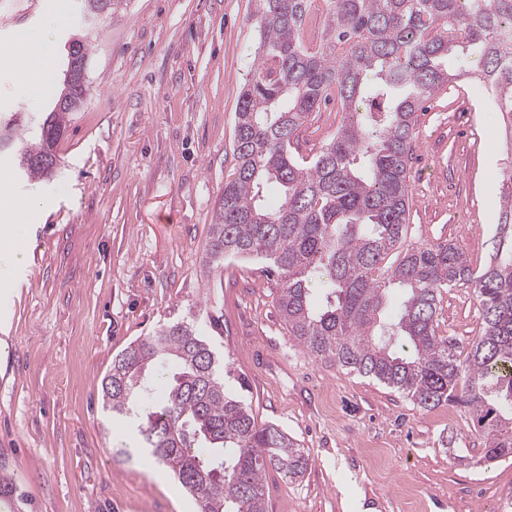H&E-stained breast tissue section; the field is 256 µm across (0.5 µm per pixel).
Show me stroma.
Masks as SVG:
<instances>
[{
  "mask_svg": "<svg viewBox=\"0 0 512 512\" xmlns=\"http://www.w3.org/2000/svg\"><path fill=\"white\" fill-rule=\"evenodd\" d=\"M254 0H121L92 18L83 0H0V114L35 140L62 89L66 43L86 36L90 92L39 179L42 206L0 253V475L16 512H194L136 430L104 409L113 358L162 325H196L257 424L310 455L304 477L266 475L268 512H512V461L484 465L464 407L406 395L311 356L283 323L281 283L260 259L202 260L234 173L243 87L257 65ZM53 72H46V61ZM33 86L30 94L21 85ZM478 82L441 87L416 114L406 242L494 251L503 179L501 113ZM341 122L322 104L300 134L305 161ZM438 332L477 336L472 287L442 290Z\"/></svg>",
  "mask_w": 512,
  "mask_h": 512,
  "instance_id": "1",
  "label": "stroma"
}]
</instances>
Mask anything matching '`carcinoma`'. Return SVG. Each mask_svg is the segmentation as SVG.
<instances>
[{"label":"carcinoma","mask_w":512,"mask_h":512,"mask_svg":"<svg viewBox=\"0 0 512 512\" xmlns=\"http://www.w3.org/2000/svg\"><path fill=\"white\" fill-rule=\"evenodd\" d=\"M313 0H258L259 63L235 112V172L215 209L206 264L258 257L280 277L288 333L316 359L396 389L423 408L460 402L485 439L484 459L512 460V194L504 197L486 265L457 245L406 244L407 158L421 102L472 58L512 117V0H331L321 44L307 47ZM89 85L74 83L35 142L19 113L0 122V152L29 178L49 177L69 115ZM336 95L342 121L313 163L294 144ZM281 200L272 207L269 192ZM392 263H387L390 256ZM471 285L482 328L462 352L437 333L441 290ZM169 371L165 395L149 372ZM102 400L140 417L142 447L168 467L196 512H267L271 469L305 475L310 457L279 427L260 426L224 386V365L185 321L112 359Z\"/></svg>","instance_id":"1"}]
</instances>
